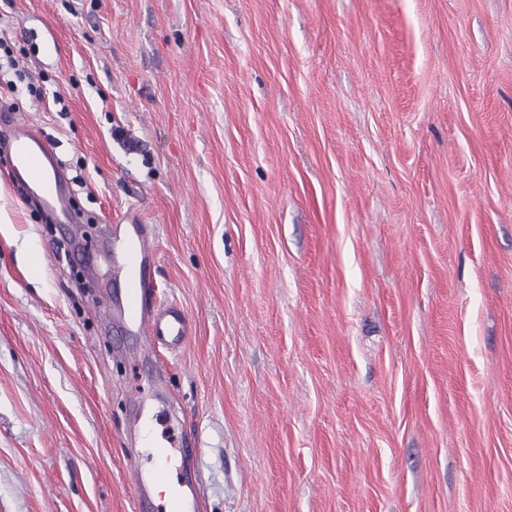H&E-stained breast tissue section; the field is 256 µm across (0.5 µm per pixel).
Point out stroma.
Returning <instances> with one entry per match:
<instances>
[{
    "label": "stroma",
    "instance_id": "obj_1",
    "mask_svg": "<svg viewBox=\"0 0 512 512\" xmlns=\"http://www.w3.org/2000/svg\"><path fill=\"white\" fill-rule=\"evenodd\" d=\"M88 242L152 225L173 351L78 282L0 152V512H512V0H0ZM185 439L168 447L166 444L157 442L152 447L153 464L145 467L140 455L133 453L128 458V471L132 482L141 498L144 507H150L151 497L161 485L169 482L172 460L178 457L180 462L186 461L194 452ZM190 447V448H189ZM199 489L188 477H184L179 483L169 485V495L164 504V512H189L190 502H197Z\"/></svg>",
    "mask_w": 512,
    "mask_h": 512
}]
</instances>
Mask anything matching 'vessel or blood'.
Returning <instances> with one entry per match:
<instances>
[{
    "label": "vessel or blood",
    "mask_w": 512,
    "mask_h": 512,
    "mask_svg": "<svg viewBox=\"0 0 512 512\" xmlns=\"http://www.w3.org/2000/svg\"><path fill=\"white\" fill-rule=\"evenodd\" d=\"M0 124L13 128L8 152L14 162L19 181L25 188L26 199L43 211L57 216L64 225H76L79 217L69 205L66 183L62 180L56 154L41 137L31 131L19 113L0 112ZM155 245L148 225L130 223L107 226L102 240L92 246L87 270L99 278L124 283V300L112 312V322L136 342L137 353L145 354L157 347L176 349L192 334L187 313L179 305H159L149 300L141 284L151 276ZM193 453L187 441L169 446L155 443L153 463L144 466L139 454L128 458L129 476L143 506H150L159 486L169 488L164 512H189L197 501L199 490L191 479L170 483L173 460H187Z\"/></svg>",
    "instance_id": "b4317fda"
}]
</instances>
